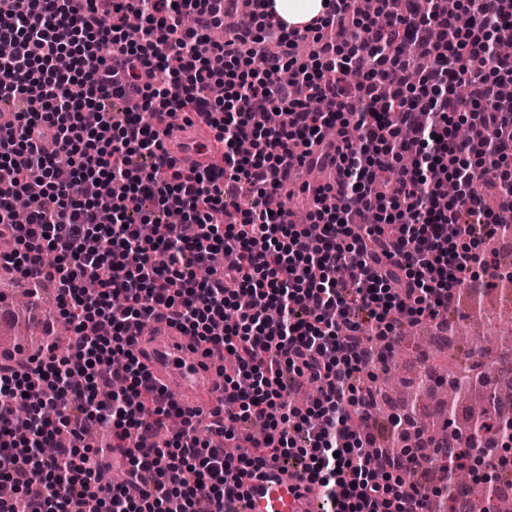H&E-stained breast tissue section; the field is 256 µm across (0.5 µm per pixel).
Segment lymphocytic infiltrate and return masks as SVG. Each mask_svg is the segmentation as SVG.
Wrapping results in <instances>:
<instances>
[{
    "instance_id": "obj_1",
    "label": "lymphocytic infiltrate",
    "mask_w": 512,
    "mask_h": 512,
    "mask_svg": "<svg viewBox=\"0 0 512 512\" xmlns=\"http://www.w3.org/2000/svg\"><path fill=\"white\" fill-rule=\"evenodd\" d=\"M222 2L0 0V101L11 106L0 111V240L15 246L4 260L29 296L52 283L73 328L68 354L52 343L21 368L0 354V480L14 489L0 512H224L272 464L317 486L329 512H466L446 481L472 446L404 447L376 476L359 377L406 326L447 320L466 279L493 287L512 275L468 230L512 237V56L496 49L512 0H458L451 14L444 0L420 14L413 0H378L373 14L325 0L301 29L255 12L200 54ZM132 13L143 18L134 43ZM408 44L428 62L415 82ZM215 83L223 99L211 98ZM258 99L278 125L253 124ZM144 112L205 116L220 158L184 170L171 128ZM460 122L479 138L457 137ZM336 125L360 135L339 152L334 200L294 223L274 202L278 176L294 147ZM172 210L184 225L164 222ZM219 250L237 263L212 266ZM152 319L229 363L234 411L210 439L130 347ZM288 376L316 385L307 406L289 400ZM42 388L50 398L15 419L12 402ZM173 415L181 428L157 443ZM257 417L265 437L237 444L238 423ZM95 426L111 443L82 448ZM115 452L128 485L101 465ZM436 471L443 485L431 484Z\"/></svg>"
}]
</instances>
